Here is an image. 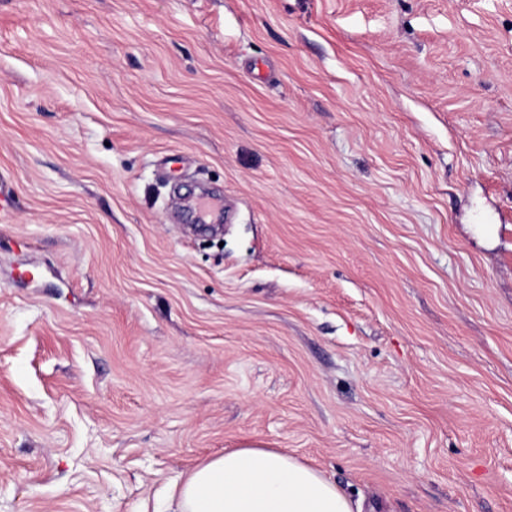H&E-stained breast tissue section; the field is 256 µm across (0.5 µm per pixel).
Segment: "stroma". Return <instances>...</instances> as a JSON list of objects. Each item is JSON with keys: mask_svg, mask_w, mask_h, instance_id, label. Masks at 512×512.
<instances>
[{"mask_svg": "<svg viewBox=\"0 0 512 512\" xmlns=\"http://www.w3.org/2000/svg\"><path fill=\"white\" fill-rule=\"evenodd\" d=\"M0 195V512H512V0H0ZM172 512H354L334 484L294 457L240 448L213 457L173 485Z\"/></svg>", "mask_w": 512, "mask_h": 512, "instance_id": "35a3bbf8", "label": "stroma"}]
</instances>
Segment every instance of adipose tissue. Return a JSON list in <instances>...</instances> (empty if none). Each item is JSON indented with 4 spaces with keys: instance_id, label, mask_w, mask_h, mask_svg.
I'll return each instance as SVG.
<instances>
[{
    "instance_id": "1",
    "label": "adipose tissue",
    "mask_w": 512,
    "mask_h": 512,
    "mask_svg": "<svg viewBox=\"0 0 512 512\" xmlns=\"http://www.w3.org/2000/svg\"><path fill=\"white\" fill-rule=\"evenodd\" d=\"M175 512H354L334 484L294 457L240 448L211 458L173 485Z\"/></svg>"
}]
</instances>
